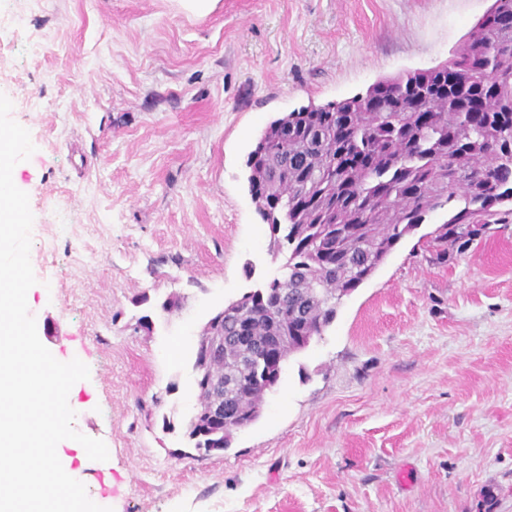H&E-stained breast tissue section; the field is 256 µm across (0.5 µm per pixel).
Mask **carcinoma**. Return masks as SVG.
<instances>
[{
	"label": "carcinoma",
	"mask_w": 512,
	"mask_h": 512,
	"mask_svg": "<svg viewBox=\"0 0 512 512\" xmlns=\"http://www.w3.org/2000/svg\"><path fill=\"white\" fill-rule=\"evenodd\" d=\"M444 65L382 78L325 105L271 121L248 153V191L268 224L285 273L247 292L211 321L224 358L196 348L200 404L213 382L236 423L266 390V374L293 350L271 336L320 337L356 291L426 217L453 206L430 233L431 258L465 253L512 217V0H493ZM186 434L201 450L221 440L199 420Z\"/></svg>",
	"instance_id": "1"
}]
</instances>
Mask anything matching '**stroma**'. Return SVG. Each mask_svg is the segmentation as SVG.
Segmentation results:
<instances>
[{
    "label": "stroma",
    "mask_w": 512,
    "mask_h": 512,
    "mask_svg": "<svg viewBox=\"0 0 512 512\" xmlns=\"http://www.w3.org/2000/svg\"><path fill=\"white\" fill-rule=\"evenodd\" d=\"M491 0H0V93L35 151L29 311L89 379L73 463L113 512H512V223L428 261V216L259 419L189 443L192 355L229 302L282 276L248 192L266 124L446 63ZM178 297L179 305L161 304Z\"/></svg>",
    "instance_id": "obj_1"
}]
</instances>
